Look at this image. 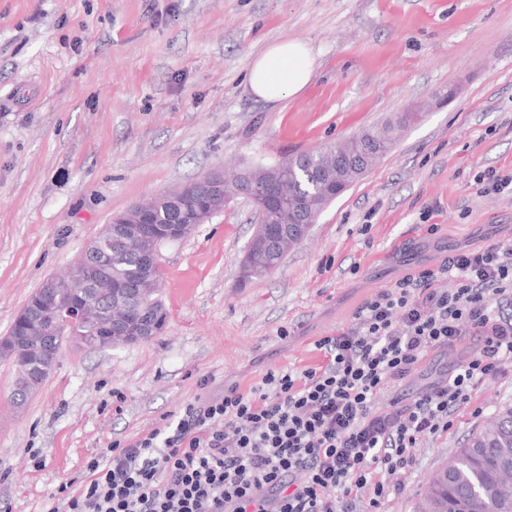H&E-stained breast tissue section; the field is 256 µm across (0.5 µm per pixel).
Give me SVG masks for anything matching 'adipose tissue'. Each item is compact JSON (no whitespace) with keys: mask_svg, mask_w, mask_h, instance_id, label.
I'll use <instances>...</instances> for the list:
<instances>
[{"mask_svg":"<svg viewBox=\"0 0 512 512\" xmlns=\"http://www.w3.org/2000/svg\"><path fill=\"white\" fill-rule=\"evenodd\" d=\"M315 70L316 59L306 45L283 40L251 59L247 79L258 99L276 105L303 91Z\"/></svg>","mask_w":512,"mask_h":512,"instance_id":"obj_1","label":"adipose tissue"}]
</instances>
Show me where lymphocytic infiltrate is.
I'll return each instance as SVG.
<instances>
[{
    "label": "lymphocytic infiltrate",
    "instance_id": "1",
    "mask_svg": "<svg viewBox=\"0 0 512 512\" xmlns=\"http://www.w3.org/2000/svg\"><path fill=\"white\" fill-rule=\"evenodd\" d=\"M454 278V290L443 288ZM512 239L464 249L366 300L351 328L315 343L321 364L267 370L177 423L113 444L80 488L61 487L64 512H381L390 476L423 440L447 432L479 382L512 362ZM476 336L480 347L409 402L378 393L415 374L431 353ZM303 471L306 479L295 483Z\"/></svg>",
    "mask_w": 512,
    "mask_h": 512
}]
</instances>
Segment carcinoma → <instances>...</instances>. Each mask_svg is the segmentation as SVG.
<instances>
[{
    "mask_svg": "<svg viewBox=\"0 0 512 512\" xmlns=\"http://www.w3.org/2000/svg\"><path fill=\"white\" fill-rule=\"evenodd\" d=\"M354 144L355 138L351 137L274 165H256L251 178L241 180L234 174L225 177V185L235 197L247 200H265L267 189L276 184L303 203L319 202L331 190L326 176L335 167L336 151H351ZM148 203L152 208L153 223L145 229L143 244L125 245L112 239L106 230L93 241L98 254L93 276L97 284L93 290L98 295V302L107 307L117 294L143 283L145 288L135 295V307L165 315L167 310L157 297V289L153 288V283L161 280V271L155 267L145 268L143 250L151 249L152 240L175 218L174 208L165 196L152 198ZM202 204V191L196 183H190V190L180 199V207L189 212ZM87 265L89 261L79 259L66 273V279L60 281L61 288L57 289L60 304L81 298L83 285L90 281L85 274ZM10 335L15 337L12 361L18 367L17 386L21 388V398L25 399L43 384L56 362L48 361L36 375L28 376L24 371L25 356L41 345V336L19 316L14 320ZM70 339L79 342L89 340L91 336L87 335L84 324L69 323L57 341L62 345ZM416 512H512L511 407L500 411L473 432L452 460L435 471L417 503Z\"/></svg>",
    "mask_w": 512,
    "mask_h": 512,
    "instance_id": "1",
    "label": "carcinoma"
}]
</instances>
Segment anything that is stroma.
Wrapping results in <instances>:
<instances>
[{
    "instance_id": "35a3bbf8",
    "label": "stroma",
    "mask_w": 512,
    "mask_h": 512,
    "mask_svg": "<svg viewBox=\"0 0 512 512\" xmlns=\"http://www.w3.org/2000/svg\"><path fill=\"white\" fill-rule=\"evenodd\" d=\"M282 40L308 44L318 67L272 106L246 73ZM413 110L391 152L266 276L238 278L255 225L237 200L161 246L159 335L98 350L66 342L20 406L16 368L0 358V512H51L58 487L82 481L112 443L225 388L249 390L267 369L317 364L315 341L351 326L377 292L456 249L512 238V194L475 183L485 170L512 175V0H0V336L133 204ZM477 346L469 336L430 354L377 406ZM505 407L510 362L391 477L385 512H414L431 473Z\"/></svg>"
}]
</instances>
